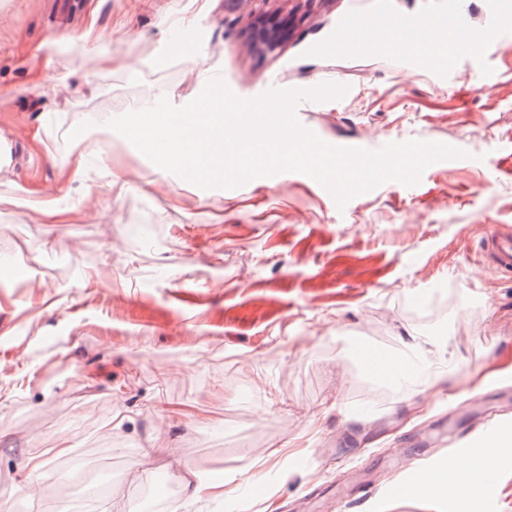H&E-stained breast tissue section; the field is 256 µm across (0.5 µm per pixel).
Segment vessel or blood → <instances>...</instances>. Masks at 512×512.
Segmentation results:
<instances>
[{"instance_id": "vessel-or-blood-1", "label": "vessel or blood", "mask_w": 512, "mask_h": 512, "mask_svg": "<svg viewBox=\"0 0 512 512\" xmlns=\"http://www.w3.org/2000/svg\"><path fill=\"white\" fill-rule=\"evenodd\" d=\"M476 15L501 42L512 41V0H482L481 9L476 13L461 0H445L443 8L434 14H393L384 10L368 20L349 13L340 14L336 18L335 41L312 43L309 52L312 56L324 57L366 47L375 53L398 52L417 60L438 41L444 46L447 60L446 66L437 69L442 80L455 83L458 72L465 69L482 82L492 78V70L457 44L458 37L470 31L472 18ZM490 236L495 246L496 264L502 270L512 272V227H493ZM423 467V462L418 460L408 469L406 479L393 480L380 490L363 487L357 495L358 502L364 504L379 497L411 496L426 479Z\"/></svg>"}]
</instances>
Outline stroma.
Listing matches in <instances>:
<instances>
[{
  "label": "stroma",
  "mask_w": 512,
  "mask_h": 512,
  "mask_svg": "<svg viewBox=\"0 0 512 512\" xmlns=\"http://www.w3.org/2000/svg\"><path fill=\"white\" fill-rule=\"evenodd\" d=\"M378 0H0V512H98L92 483L133 509L147 481L133 467L160 449L164 512H334L333 502L396 477L403 448L431 461L432 421L486 432L512 395V274L480 253L489 226L512 225V63L454 86L404 57L364 49L316 58L343 11ZM193 28L188 54L169 44ZM279 27L274 52L256 35ZM119 31L125 38L106 42ZM112 56L103 64L101 54ZM135 68H128V61ZM61 78L46 94L45 70ZM238 97L345 83L342 99L298 105L331 145L377 150L437 142L463 157L419 183L389 181L338 206L311 177L281 172L233 189L157 175L109 119L205 87ZM80 130L82 140L71 137ZM44 150H35L33 131ZM99 146L129 185H59L46 153ZM65 189L67 224L7 204L18 188ZM448 292L440 320L407 314L415 293ZM439 350L403 383L371 378L360 349L401 361ZM444 373L434 385L433 369ZM491 492L453 496L450 512H512V443ZM219 485L181 504L185 469Z\"/></svg>",
  "instance_id": "stroma-1"
}]
</instances>
